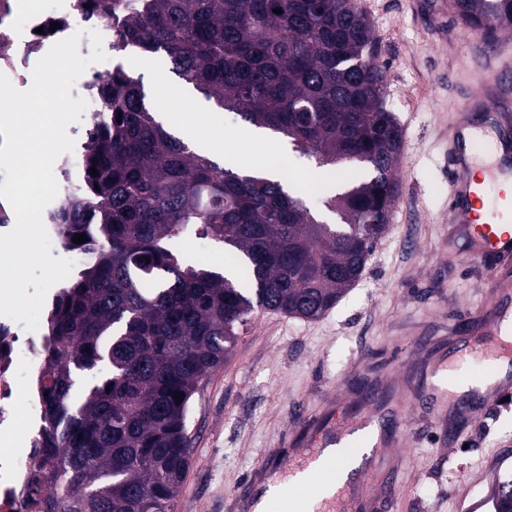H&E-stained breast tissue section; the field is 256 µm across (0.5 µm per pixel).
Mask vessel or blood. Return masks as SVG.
Here are the masks:
<instances>
[{"label":"vessel or blood","instance_id":"vessel-or-blood-1","mask_svg":"<svg viewBox=\"0 0 512 512\" xmlns=\"http://www.w3.org/2000/svg\"><path fill=\"white\" fill-rule=\"evenodd\" d=\"M504 178L512 180V73L499 69L453 108L448 127V221L463 240V260H479L489 281L479 339L454 356L442 353L433 361L434 373L446 374L452 385L472 379V371L465 368L470 359L483 360L487 376L493 375L494 362L512 365V336L504 333L505 320L512 318V197L496 189ZM511 395L512 378L507 377L472 397L449 396L448 404L456 413L471 415ZM362 400L355 416L333 418L325 412L304 418L299 447L267 452L234 490L239 512H255L261 503L265 512H394L398 485L364 490L350 462L372 439H380L385 448L400 444L407 407L383 405L371 391ZM303 472L309 476L307 483L287 487V480Z\"/></svg>","mask_w":512,"mask_h":512}]
</instances>
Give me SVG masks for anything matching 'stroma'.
I'll return each mask as SVG.
<instances>
[{
	"instance_id": "obj_1",
	"label": "stroma",
	"mask_w": 512,
	"mask_h": 512,
	"mask_svg": "<svg viewBox=\"0 0 512 512\" xmlns=\"http://www.w3.org/2000/svg\"><path fill=\"white\" fill-rule=\"evenodd\" d=\"M420 0H356L371 20L377 64L387 74L386 106L404 137L397 172L400 195L387 232L373 246L356 284L324 317L309 321L256 311L228 359L205 379L187 416L192 461L177 512H231L228 496L269 449L292 435L295 408L317 414L332 397L357 394L404 370L421 374L434 354L464 339L486 292L483 266L458 255L448 222L445 129L452 105L477 92L487 64L483 34L454 14L443 34L422 22ZM128 50L125 67L141 76L153 103L183 98V111L209 104L168 66L141 70ZM243 121L220 112L222 141L189 139L191 148L238 170L273 167L280 138L264 147L235 140ZM288 157L293 185L308 181L313 160ZM402 444L394 448L391 478L399 512H494L491 488L512 476V407L487 408L448 432V408L431 387L414 390Z\"/></svg>"
}]
</instances>
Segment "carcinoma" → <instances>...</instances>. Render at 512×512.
<instances>
[{
    "label": "carcinoma",
    "mask_w": 512,
    "mask_h": 512,
    "mask_svg": "<svg viewBox=\"0 0 512 512\" xmlns=\"http://www.w3.org/2000/svg\"><path fill=\"white\" fill-rule=\"evenodd\" d=\"M453 12L491 40L512 27V0H454ZM121 39L317 171L355 163L364 174L323 196L343 218L328 224L304 203L321 193L318 178L300 189L190 148L128 71L99 87L107 118L89 130L82 163L97 175L54 217L63 246L83 234L95 260L49 311L28 512H175L205 375L255 310L317 319L332 309L399 195L403 132L354 0H151ZM189 238L222 246L224 264L183 254Z\"/></svg>",
    "instance_id": "carcinoma-1"
}]
</instances>
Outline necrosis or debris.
<instances>
[{
	"label": "necrosis or debris",
	"instance_id": "obj_1",
	"mask_svg": "<svg viewBox=\"0 0 512 512\" xmlns=\"http://www.w3.org/2000/svg\"><path fill=\"white\" fill-rule=\"evenodd\" d=\"M0 0V73L16 89H27L33 67L58 41L80 33L79 53L89 56V31L103 37L105 61L90 64L78 78L75 96L84 98L93 121L103 120L99 85L111 82L123 69L119 25L131 3L147 0ZM43 330L28 331L23 324L0 316V437L9 436L14 449L0 453V512H18L30 484L29 460L38 444L36 423L42 417L37 371L43 358Z\"/></svg>",
	"mask_w": 512,
	"mask_h": 512
}]
</instances>
